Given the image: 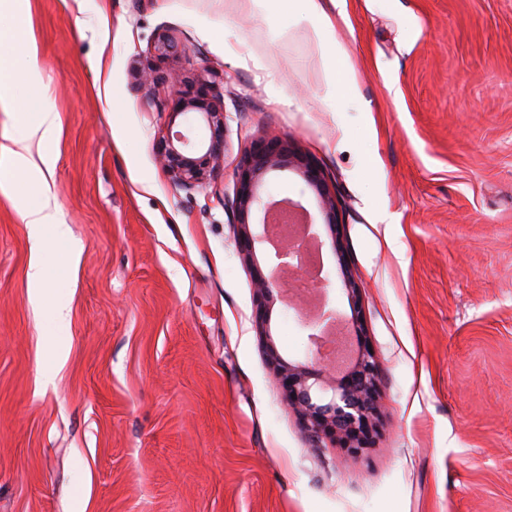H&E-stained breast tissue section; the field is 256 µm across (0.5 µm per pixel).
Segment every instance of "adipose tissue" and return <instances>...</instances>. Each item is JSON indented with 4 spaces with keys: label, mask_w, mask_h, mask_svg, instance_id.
Segmentation results:
<instances>
[{
    "label": "adipose tissue",
    "mask_w": 512,
    "mask_h": 512,
    "mask_svg": "<svg viewBox=\"0 0 512 512\" xmlns=\"http://www.w3.org/2000/svg\"><path fill=\"white\" fill-rule=\"evenodd\" d=\"M297 21L307 23L321 45L332 57L331 78L325 91L327 100L357 96L358 88L352 66L343 61V51L333 37L337 16L345 15L346 0H288ZM42 82L38 67V45L27 42V64L22 72H0V107L12 106L16 100V87L24 83L35 87ZM60 126L58 113L41 109L23 139L12 144H0V159L6 160L13 170H36L49 165L50 159L42 153V143L56 133ZM59 207L48 185L33 188L32 200L21 209L22 218L33 238H41L45 229H53L57 236H65V225L58 222Z\"/></svg>",
    "instance_id": "1"
}]
</instances>
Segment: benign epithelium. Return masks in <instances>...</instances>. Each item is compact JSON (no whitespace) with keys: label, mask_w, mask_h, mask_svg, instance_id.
Wrapping results in <instances>:
<instances>
[{"label":"benign epithelium","mask_w":512,"mask_h":512,"mask_svg":"<svg viewBox=\"0 0 512 512\" xmlns=\"http://www.w3.org/2000/svg\"><path fill=\"white\" fill-rule=\"evenodd\" d=\"M153 50L157 57L177 53L178 45L167 35H159ZM144 85L162 80L170 86L168 103L172 115L197 114L208 126V142L195 145L183 131L168 130L156 144L157 156L171 178L185 189H192L213 178L224 162V93L206 79H186L169 74L159 79L151 72L140 76ZM296 165L307 183L321 199L324 223L336 235L339 221L336 200L322 170L308 158H296L288 145L277 137L261 138L243 153L237 170L232 205L238 212L237 242L243 257L255 256L256 245L272 243L270 213L274 202L261 194V180L272 170ZM263 212L259 228L249 224L252 210ZM351 314L345 320L347 333L356 337L348 361L337 366L334 358L314 357L309 363L286 361L274 345L270 333L266 350L277 371L286 396V404L299 417L304 432L317 443L329 442L357 457L370 447L377 434L382 403L378 390L379 365L372 349L364 342L365 330L360 315L358 288L352 275L341 268ZM255 302L261 326H266L267 305L281 285L273 278L259 277L255 284Z\"/></svg>","instance_id":"obj_1"}]
</instances>
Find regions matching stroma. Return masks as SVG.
<instances>
[{
  "mask_svg": "<svg viewBox=\"0 0 512 512\" xmlns=\"http://www.w3.org/2000/svg\"><path fill=\"white\" fill-rule=\"evenodd\" d=\"M347 11L335 38L360 97L336 114L325 51L277 0H27L0 46L19 65L39 43L67 235L35 244L0 193V512H512V0ZM162 32L181 47L165 60L149 51ZM173 70L224 92V174L195 190L155 144L206 125L170 117L166 85L136 87ZM266 134L336 196L335 247L299 169L262 184L316 220L325 309L350 312L340 263L360 289L383 409L357 457L317 447L284 403L265 340L308 360L298 309L276 294L267 337L256 317L252 281L278 261L243 258L231 201ZM36 256L66 325L32 307Z\"/></svg>",
  "mask_w": 512,
  "mask_h": 512,
  "instance_id": "obj_1",
  "label": "stroma"
}]
</instances>
